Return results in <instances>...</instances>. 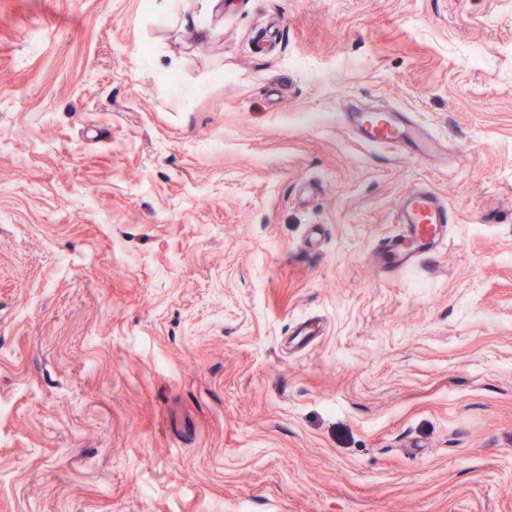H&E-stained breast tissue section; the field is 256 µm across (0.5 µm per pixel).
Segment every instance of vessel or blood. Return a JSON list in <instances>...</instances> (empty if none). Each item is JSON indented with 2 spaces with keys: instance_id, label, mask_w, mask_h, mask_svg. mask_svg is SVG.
I'll list each match as a JSON object with an SVG mask.
<instances>
[{
  "instance_id": "obj_1",
  "label": "vessel or blood",
  "mask_w": 512,
  "mask_h": 512,
  "mask_svg": "<svg viewBox=\"0 0 512 512\" xmlns=\"http://www.w3.org/2000/svg\"><path fill=\"white\" fill-rule=\"evenodd\" d=\"M351 127L358 141L371 148L390 147L414 158H430L442 149L441 140L408 113L374 108L353 114ZM399 232L385 238L372 256L379 271L409 273L438 248L449 222L448 206L434 191L416 187L396 205Z\"/></svg>"
}]
</instances>
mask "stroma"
Segmentation results:
<instances>
[{
	"mask_svg": "<svg viewBox=\"0 0 512 512\" xmlns=\"http://www.w3.org/2000/svg\"><path fill=\"white\" fill-rule=\"evenodd\" d=\"M198 4L0 0V512H512V0ZM351 127L358 141L371 148L390 147L420 159L433 157L442 149L441 140L403 110L374 108L355 112ZM396 222L400 231L378 245L372 263L380 272H414L441 243L449 224L448 206L434 191L414 187L399 199Z\"/></svg>",
	"mask_w": 512,
	"mask_h": 512,
	"instance_id": "35a3bbf8",
	"label": "stroma"
}]
</instances>
